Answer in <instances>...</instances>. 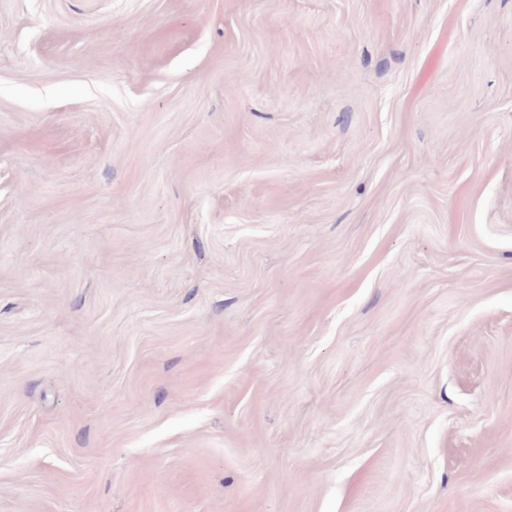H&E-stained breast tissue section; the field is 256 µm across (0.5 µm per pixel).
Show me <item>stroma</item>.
<instances>
[{
    "instance_id": "1",
    "label": "stroma",
    "mask_w": 512,
    "mask_h": 512,
    "mask_svg": "<svg viewBox=\"0 0 512 512\" xmlns=\"http://www.w3.org/2000/svg\"><path fill=\"white\" fill-rule=\"evenodd\" d=\"M0 512H512V0H0Z\"/></svg>"
}]
</instances>
